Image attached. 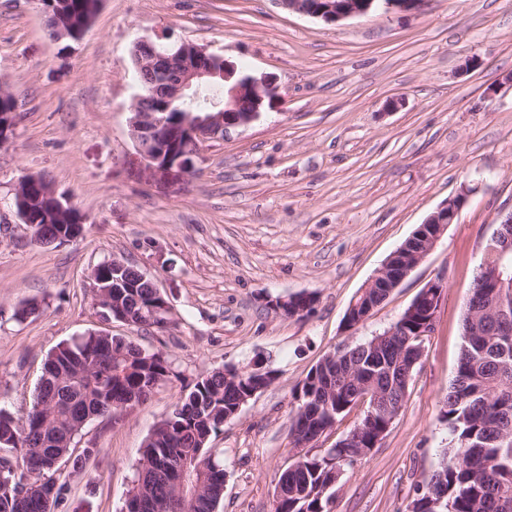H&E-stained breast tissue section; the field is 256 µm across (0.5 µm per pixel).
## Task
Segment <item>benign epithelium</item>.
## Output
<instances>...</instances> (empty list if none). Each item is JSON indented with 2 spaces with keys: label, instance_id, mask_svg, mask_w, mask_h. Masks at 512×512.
<instances>
[{
  "label": "benign epithelium",
  "instance_id": "7a95c632",
  "mask_svg": "<svg viewBox=\"0 0 512 512\" xmlns=\"http://www.w3.org/2000/svg\"><path fill=\"white\" fill-rule=\"evenodd\" d=\"M285 8L320 19L326 23H336L351 17L364 16L379 5H394L404 9H415L419 0H278ZM138 45L149 48V52L140 57L136 71H150L161 78L163 93L161 102L152 109L139 105L143 95L134 99L132 116L129 119L131 138L146 162L147 168L155 175H165L174 169L190 173L194 168V151L200 144L224 136L229 127L247 126L260 116L264 101L275 95L274 84L266 77L256 78L239 74L235 65L215 54L188 43L180 44L175 50L159 52L156 42L138 40ZM219 76L224 80V100L216 104L213 112H195L185 115L177 122L167 120L164 109L176 102L187 103L195 96L206 79ZM466 201L462 195L438 208L426 220L431 231L426 233L422 248L410 260L402 249L390 255L376 279L359 293L365 301L364 313L357 316L354 326L364 324L377 305L368 302L369 295L377 289V280L385 281L386 293H391L407 275L416 268L432 251L448 225L456 219L460 208ZM92 288L97 305L100 308L110 302L107 291L99 288L104 283L100 267L91 274ZM445 282L432 281L419 293L425 319L414 335L419 345L416 349L424 353L426 337L432 335L437 313L444 296ZM303 300L304 305L297 309L301 315L308 311L313 303L310 296H289L278 298L273 307L285 311L291 301Z\"/></svg>",
  "mask_w": 512,
  "mask_h": 512
}]
</instances>
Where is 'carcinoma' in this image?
Here are the masks:
<instances>
[{"label":"carcinoma","instance_id":"cac0c4a2","mask_svg":"<svg viewBox=\"0 0 512 512\" xmlns=\"http://www.w3.org/2000/svg\"><path fill=\"white\" fill-rule=\"evenodd\" d=\"M98 0H43V13L59 17L53 25L64 29L63 48L78 41L98 13ZM224 95V81L209 79L200 99L175 104L169 120L189 112H206ZM33 222L55 238L79 215L54 210L32 188L23 201ZM481 260L490 274L504 273L505 288H475L463 318L464 345L456 374L448 387L442 418L450 441L442 449L439 467L417 490L406 512H512V324L505 327L500 309L512 314V257H500L489 249ZM113 299L127 312H135L141 328L150 329L168 320L161 300L154 296L149 280L134 269L112 274ZM419 312L405 309L396 324L401 335L387 339L373 336L338 358L326 359L310 370L295 390L296 410L290 428L307 441L332 427L347 414L353 395L378 390L401 396L409 383L404 376L411 357H401L406 333L420 326ZM171 374L167 357L150 352L121 336L105 331L89 332L56 347L46 358L37 395L24 423L0 408V449L7 460L0 462V512H55L64 499L65 484L59 482L61 467L69 473L85 470L97 449L76 450L77 438L89 417L107 411L117 420L125 411L121 404L145 402ZM248 373L238 381H226L216 370L197 378L190 392L175 405L146 440L137 476L127 497L140 502L142 512L173 503L165 512H217L224 498V468L213 438L223 430L224 418L242 405ZM371 432L348 434L339 445L322 454L304 455L283 469L276 487L288 493L273 503L274 512H328L336 495V468L350 464L338 461L347 448L368 444ZM181 461L189 462L196 482V497L183 501L164 472Z\"/></svg>","mask_w":512,"mask_h":512}]
</instances>
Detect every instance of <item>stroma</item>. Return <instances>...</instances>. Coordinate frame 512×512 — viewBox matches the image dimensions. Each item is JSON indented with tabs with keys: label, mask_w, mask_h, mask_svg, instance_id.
<instances>
[{
	"label": "stroma",
	"mask_w": 512,
	"mask_h": 512,
	"mask_svg": "<svg viewBox=\"0 0 512 512\" xmlns=\"http://www.w3.org/2000/svg\"><path fill=\"white\" fill-rule=\"evenodd\" d=\"M193 43L276 95L251 124L201 144L198 175L160 177L129 135L136 39ZM0 89L17 101L0 146V407L31 408L47 355L107 330L165 354L172 374L118 421L92 420L96 448L57 512H121L144 443L202 374L264 366L276 382L225 423L221 512H272L295 459L294 391L328 353L386 330L430 281L447 288L404 406L344 472L331 512H405L448 442L443 400L463 345L481 246L512 210V0H423L327 24L278 0H102L70 49L39 0H0ZM42 174L84 217L80 237L31 241L13 205ZM466 196L435 248L357 330L351 300L424 220ZM125 259L169 301L160 332L103 324L90 275ZM314 297L287 317L273 300ZM37 304L25 320L15 313Z\"/></svg>",
	"instance_id": "stroma-1"
}]
</instances>
